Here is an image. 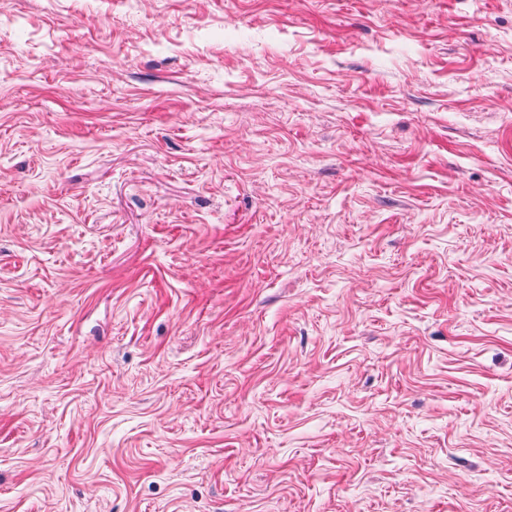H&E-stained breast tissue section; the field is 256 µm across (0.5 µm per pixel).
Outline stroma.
I'll list each match as a JSON object with an SVG mask.
<instances>
[{"label":"stroma","instance_id":"obj_1","mask_svg":"<svg viewBox=\"0 0 512 512\" xmlns=\"http://www.w3.org/2000/svg\"><path fill=\"white\" fill-rule=\"evenodd\" d=\"M0 512H512V0H0Z\"/></svg>","mask_w":512,"mask_h":512}]
</instances>
